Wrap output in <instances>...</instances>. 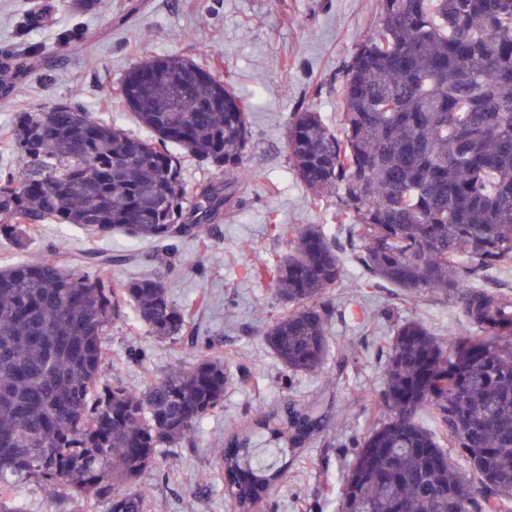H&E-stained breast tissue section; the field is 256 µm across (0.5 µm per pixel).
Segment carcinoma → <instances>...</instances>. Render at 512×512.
Segmentation results:
<instances>
[{
  "label": "carcinoma",
  "mask_w": 512,
  "mask_h": 512,
  "mask_svg": "<svg viewBox=\"0 0 512 512\" xmlns=\"http://www.w3.org/2000/svg\"><path fill=\"white\" fill-rule=\"evenodd\" d=\"M340 77V130L303 108L288 122L290 166L315 207L332 202L369 273L400 290L455 297L466 323L440 337L417 320L387 341L384 418L353 448L336 512H512V295L468 286L512 267V0H379ZM25 59L0 51L9 95ZM120 97L150 140L104 124L76 103L16 114L14 162L0 168V239L22 251L26 229L68 224L154 240L169 254L199 241L236 187L251 113L224 80L185 55L148 57L120 80ZM224 176L191 191L179 152ZM52 260L0 269V512H25L24 485L54 512L103 502L147 512L143 477L192 442L224 401V356L195 360L142 390L98 382L104 336L126 307L147 332L177 340L185 310L161 276L114 281ZM285 309L265 340L288 373L311 375L330 353L329 323L343 269L313 224L288 232L285 253L256 265ZM471 325L495 340L466 334ZM432 416L436 430L419 417ZM315 406L290 400L233 424L220 455L230 498L252 512L274 464L252 435L299 448L327 429ZM137 487L124 491L122 487Z\"/></svg>",
  "instance_id": "carcinoma-1"
}]
</instances>
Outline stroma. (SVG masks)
Here are the masks:
<instances>
[{"label": "stroma", "mask_w": 512, "mask_h": 512, "mask_svg": "<svg viewBox=\"0 0 512 512\" xmlns=\"http://www.w3.org/2000/svg\"><path fill=\"white\" fill-rule=\"evenodd\" d=\"M47 21L32 22V0H0V50L28 56L34 67L7 98H0V166L9 165L13 115L30 105L79 102L95 120L142 137L146 131L116 92L120 78L147 56L187 55L231 77L252 112V144L244 165L258 172L225 206L210 238L180 244L181 265L170 290L190 313L185 336L161 341L134 312L113 323L99 380L114 376L142 389L190 363L206 342L228 357L223 404L199 424L194 442L159 458L150 475L151 512H234L219 457L231 420L291 399L319 402L332 426L302 448H287L286 472L273 482L260 512H336L346 444L376 421L367 400L381 380L383 350L399 319L423 322L439 335L461 322L453 299L430 294L402 304L391 287L375 284L354 260L333 208L310 205L288 163L284 133L293 112L309 107L337 125L338 78L358 37L378 18V0H50ZM296 224L322 226L343 264V285L333 289L330 337L355 355L329 357L314 376H290L264 341L260 312L275 316L283 304L250 267L282 253V237ZM25 252L0 241V268L56 259L82 264L86 252L115 257L113 279L158 273L160 243L121 233L92 237L78 227L40 224Z\"/></svg>", "instance_id": "35a3bbf8"}]
</instances>
